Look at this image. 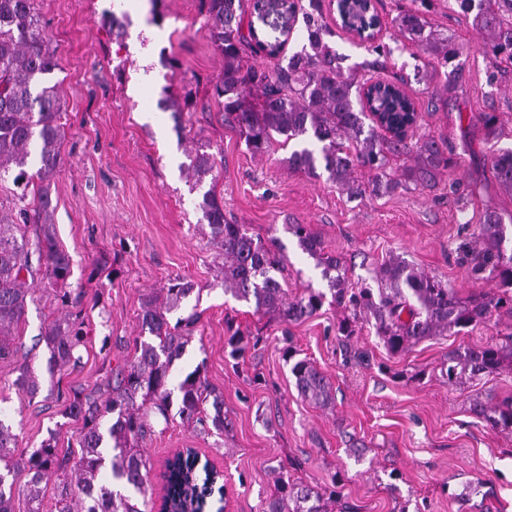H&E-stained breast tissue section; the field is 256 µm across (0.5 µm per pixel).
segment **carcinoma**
Returning a JSON list of instances; mask_svg holds the SVG:
<instances>
[{
    "label": "carcinoma",
    "instance_id": "obj_1",
    "mask_svg": "<svg viewBox=\"0 0 512 512\" xmlns=\"http://www.w3.org/2000/svg\"><path fill=\"white\" fill-rule=\"evenodd\" d=\"M215 49L224 57V74L213 85V95L224 99V121L244 139L254 155H263L273 135L284 142L319 144L315 151L295 149L288 157L289 168L316 174L324 162L329 179L341 185L351 197L365 193L351 174L357 168L373 172L372 191L391 193L412 183L424 186L448 167V146L431 137L415 147L408 143L413 134L387 136L373 123L362 102V86L343 67L344 57L336 54L325 37L332 31L324 21V0H309L302 13L307 44L293 53L286 64L273 70L243 64L244 49L279 59L282 52L272 42L260 39L247 14L258 9L255 0H199ZM418 6L403 11L396 24L413 43H420L451 63L461 54L454 39H438L426 31L423 10L430 0H414ZM459 9L473 13L472 26L486 35L485 52L491 64L488 81L512 67V0H456ZM58 68L41 27L35 0H0V181L13 177L23 186L19 200L24 205L9 215H0V359L13 352L14 328L23 320L32 288V260L45 268V275L57 286V299L67 304L71 297L68 279L71 257L60 248L53 234L50 186L62 164L59 86L40 85L42 76ZM391 82L378 92L375 110L386 124L399 126L417 111L415 102L395 91ZM257 93L258 108L246 103ZM416 151L415 164L402 172L401 179L386 173L387 154ZM35 171H28L29 166ZM210 154L195 152L187 170L197 181L212 172ZM493 176L512 192V148L494 154ZM198 208L210 229L211 242L224 254V293L254 302L255 311L284 323L311 316L323 304V295L310 289L288 296L278 276L284 271V257L261 238L249 234L242 224L224 215V203L214 191L203 194ZM288 232L299 246L323 266L330 279L337 306L352 312L342 319L337 334L349 342L356 334V320H374L379 336L393 355L433 336L478 326L501 310L512 316V252H507V225L501 215L488 209L477 225L481 247L467 254L472 272H489L497 292L461 300L440 280L430 277L399 259L385 263L376 279L379 288L353 290L339 274L337 258L322 253L321 239L306 224H290ZM337 275H331V272ZM195 291L194 284L180 278L148 296L141 311L142 335L134 340V358L112 369L104 386L74 393L67 416L82 422L75 445L79 451L62 450L55 437L39 447L15 454L17 437L0 422V512H12L16 477L26 474L28 512H147L145 484L149 467L141 443L154 433L153 423L169 424L174 417L204 431L224 433V395L205 378L204 364H198L178 382H172L175 361L181 359L200 316L192 314L170 326L167 314ZM231 355L244 356L251 348L244 333L228 325ZM88 331L82 311L53 318L44 325L39 341L48 357L45 371L54 379L87 343ZM451 383L477 381L503 369H512V332L501 341L486 345L460 346L448 352L442 363ZM295 386L301 397L319 407L334 401L332 386L311 362L301 359L292 366ZM20 389L37 395L41 375L29 365L17 379ZM471 412L494 430L512 431V400L496 405L473 398ZM217 480L207 469L194 466L190 458L176 457L171 464L167 498L171 508L197 512V489ZM54 482V508L44 507V485ZM340 479L328 487L311 486L280 468L274 491L266 498L263 512H359V506L337 491Z\"/></svg>",
    "mask_w": 512,
    "mask_h": 512
}]
</instances>
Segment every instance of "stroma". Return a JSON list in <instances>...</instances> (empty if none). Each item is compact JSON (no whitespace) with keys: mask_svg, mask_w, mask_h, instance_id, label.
<instances>
[{"mask_svg":"<svg viewBox=\"0 0 512 512\" xmlns=\"http://www.w3.org/2000/svg\"><path fill=\"white\" fill-rule=\"evenodd\" d=\"M411 0H377L386 67L363 70L370 54L325 12L329 46L358 79L400 78L419 111L415 140L444 139L452 162L432 188L353 198L325 170L308 175L288 166L291 146L253 155L224 120V102L211 88L224 59L211 44L199 0H36L43 33L60 66L46 75L62 95L64 164L51 185L53 230L72 258L68 280L90 339L78 365L61 373L59 390L36 397L19 392L24 365L46 363L36 339L48 316L66 314L43 271L34 274L35 300L18 329V350L0 360V420L18 436L19 450L55 437L74 445L80 421L67 416L74 392L106 383L113 368L133 356L146 297L170 280L192 281L200 293L178 311L199 312L175 371L205 364L209 383L224 394L228 425L204 435L173 420L144 443L153 468L149 497L160 491L165 459L194 448L224 472V490L206 512H262L273 490V470L295 460L299 477L321 487L340 477L339 489L359 512H512V433L491 429L471 414L475 393L512 398V370L464 384L449 383L441 364L449 350L486 344L512 327L492 316L456 335L425 340L390 354L375 328L358 321L341 344L336 329L345 312L324 301L311 317L282 324L225 294L216 251L198 203L207 190L250 234L275 239L288 259L284 288L295 296L312 288L329 293L315 258L288 230L310 225L325 253L337 256L351 288L375 286V272L399 257L453 288L461 299L488 293L495 281L473 274L463 249L476 246L486 208L512 225V192L492 176L491 152L512 147V73L489 82L484 36L469 15L448 0L426 14L429 28L463 50L444 65L395 25ZM124 18L122 34L111 14ZM182 105L180 116L163 101ZM497 113L494 135L476 122ZM211 154V177L194 183L184 166L194 150ZM262 341L241 359L224 344L227 319ZM312 362L328 378L335 401L321 408L302 398L283 354Z\"/></svg>","mask_w":512,"mask_h":512,"instance_id":"stroma-1","label":"stroma"}]
</instances>
